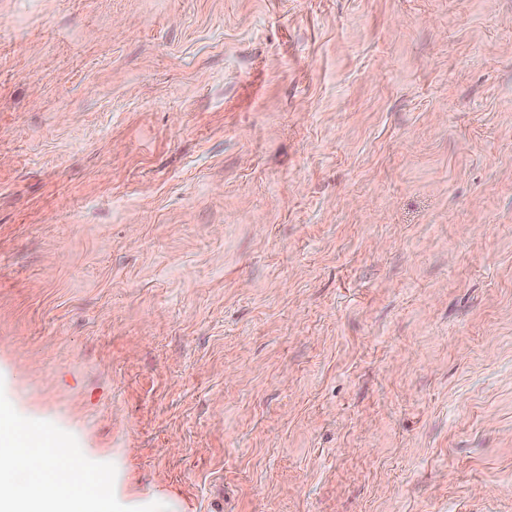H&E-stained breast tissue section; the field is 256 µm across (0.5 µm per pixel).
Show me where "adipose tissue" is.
<instances>
[{
  "label": "adipose tissue",
  "mask_w": 512,
  "mask_h": 512,
  "mask_svg": "<svg viewBox=\"0 0 512 512\" xmlns=\"http://www.w3.org/2000/svg\"><path fill=\"white\" fill-rule=\"evenodd\" d=\"M0 428V512H84L89 503H108L105 474L78 468L70 454L53 448L20 451Z\"/></svg>",
  "instance_id": "1"
}]
</instances>
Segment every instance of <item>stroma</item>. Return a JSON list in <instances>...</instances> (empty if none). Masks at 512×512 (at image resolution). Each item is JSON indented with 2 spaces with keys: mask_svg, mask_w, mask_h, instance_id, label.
Wrapping results in <instances>:
<instances>
[{
  "mask_svg": "<svg viewBox=\"0 0 512 512\" xmlns=\"http://www.w3.org/2000/svg\"><path fill=\"white\" fill-rule=\"evenodd\" d=\"M130 512H512V0H0V405Z\"/></svg>",
  "mask_w": 512,
  "mask_h": 512,
  "instance_id": "stroma-1",
  "label": "stroma"
}]
</instances>
